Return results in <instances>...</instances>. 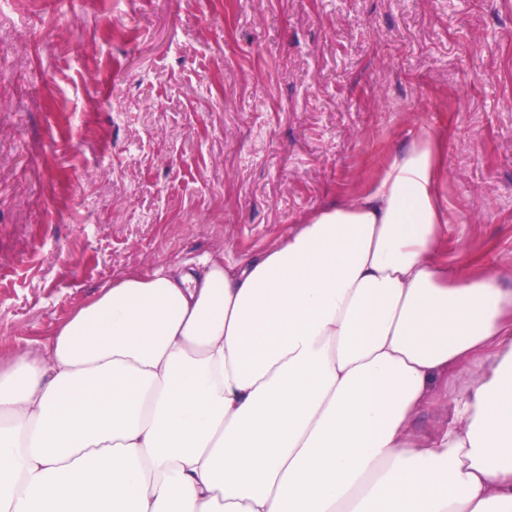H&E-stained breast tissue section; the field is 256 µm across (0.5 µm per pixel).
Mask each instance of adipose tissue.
Instances as JSON below:
<instances>
[{
    "label": "adipose tissue",
    "mask_w": 512,
    "mask_h": 512,
    "mask_svg": "<svg viewBox=\"0 0 512 512\" xmlns=\"http://www.w3.org/2000/svg\"><path fill=\"white\" fill-rule=\"evenodd\" d=\"M439 139L234 264L131 270L0 366V512H512V286Z\"/></svg>",
    "instance_id": "obj_1"
}]
</instances>
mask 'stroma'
I'll return each mask as SVG.
<instances>
[{
  "instance_id": "1",
  "label": "stroma",
  "mask_w": 512,
  "mask_h": 512,
  "mask_svg": "<svg viewBox=\"0 0 512 512\" xmlns=\"http://www.w3.org/2000/svg\"><path fill=\"white\" fill-rule=\"evenodd\" d=\"M425 129L449 266L512 277V0H11L0 359L126 271L275 246Z\"/></svg>"
}]
</instances>
